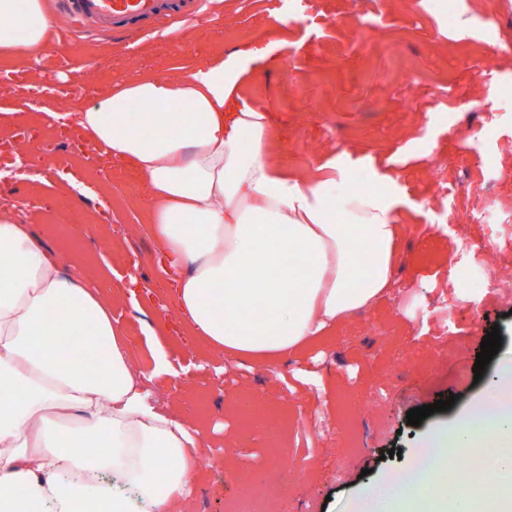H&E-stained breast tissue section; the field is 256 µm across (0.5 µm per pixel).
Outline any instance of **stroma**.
<instances>
[{"label": "stroma", "instance_id": "stroma-1", "mask_svg": "<svg viewBox=\"0 0 512 512\" xmlns=\"http://www.w3.org/2000/svg\"><path fill=\"white\" fill-rule=\"evenodd\" d=\"M44 7L57 53L0 55V102L14 110L0 138L26 136L20 174L0 179V213L88 284L137 279L110 303L133 369L157 409L200 412L208 436L182 512H229L245 495L276 512H346L366 486L408 475L427 435L512 356V293L490 286L512 269V0H459L449 17L439 0H208L109 35ZM239 48L252 52L239 101L267 111L277 165L308 182L391 172L402 226L390 288L271 366L195 336L161 270L141 176L73 145L58 119L113 84L176 79ZM495 326L502 347L475 378ZM153 339L171 375L150 378ZM449 392L451 409L408 424ZM258 412L280 441L256 430Z\"/></svg>", "mask_w": 512, "mask_h": 512}]
</instances>
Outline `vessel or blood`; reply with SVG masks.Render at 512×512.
I'll return each instance as SVG.
<instances>
[{"label": "vessel or blood", "instance_id": "1", "mask_svg": "<svg viewBox=\"0 0 512 512\" xmlns=\"http://www.w3.org/2000/svg\"><path fill=\"white\" fill-rule=\"evenodd\" d=\"M67 15L95 22L100 32L124 30L140 20L172 17L202 0H61Z\"/></svg>", "mask_w": 512, "mask_h": 512}]
</instances>
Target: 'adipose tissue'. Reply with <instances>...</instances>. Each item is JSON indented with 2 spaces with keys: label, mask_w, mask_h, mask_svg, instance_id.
<instances>
[{
  "label": "adipose tissue",
  "mask_w": 512,
  "mask_h": 512,
  "mask_svg": "<svg viewBox=\"0 0 512 512\" xmlns=\"http://www.w3.org/2000/svg\"><path fill=\"white\" fill-rule=\"evenodd\" d=\"M48 26L42 0H0V53L36 56ZM250 56L115 85L74 116L91 146L145 181L180 315L213 348L277 362L388 287L400 226L383 190L391 176L371 190L306 183L272 162L266 111L236 104ZM256 305L265 318L252 317ZM56 308L85 330L83 344L43 345ZM94 347L103 360H91ZM130 360L104 291L66 274L26 225L1 219L0 512H131L135 500L178 512L206 441L153 405ZM65 412L75 427H63ZM107 474L133 497L114 493Z\"/></svg>",
  "instance_id": "ef3b65f1"
}]
</instances>
